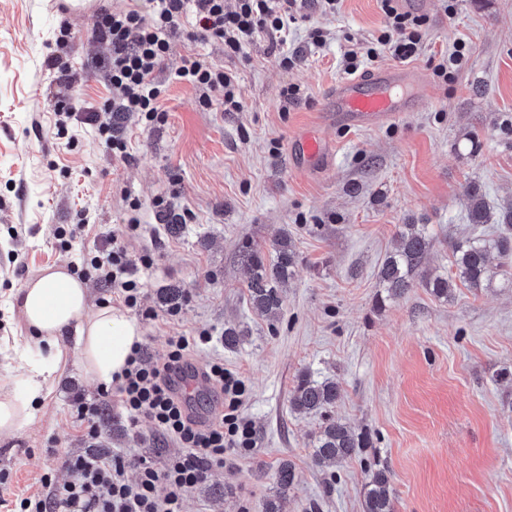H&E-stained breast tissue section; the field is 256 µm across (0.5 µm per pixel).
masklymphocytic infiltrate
<instances>
[{
	"label": "lymphocytic infiltrate",
	"mask_w": 512,
	"mask_h": 512,
	"mask_svg": "<svg viewBox=\"0 0 512 512\" xmlns=\"http://www.w3.org/2000/svg\"><path fill=\"white\" fill-rule=\"evenodd\" d=\"M146 2L144 11L101 7L93 12V31L108 46L100 71L110 95L99 108H88L82 116L73 103L56 111L59 128L76 119L95 126L98 139L123 160L129 157L128 144L114 119L135 116L150 124L164 121L160 100L166 87L158 74L176 39L219 42L226 56L238 57L263 34L281 43L290 25L308 20V8L332 13L339 0H235L230 7L224 0ZM380 2L385 25L373 44L345 54L347 74L357 73L365 60L376 58L382 49L400 62L416 59L422 50L427 17L399 8L394 0ZM176 78L200 90L203 107L218 100L225 111L242 109L232 71L187 57ZM102 112L108 114V121H99ZM142 233L139 220L130 219L125 241L93 253L78 251L75 258L80 266L96 270L113 297L130 308H142L135 273L138 266H149L150 259L145 255L133 259L127 243ZM212 341L206 330L194 336L168 337L166 353L159 361L150 360L144 346L135 344L127 368L112 385L101 388L94 398L80 396L72 403V420L89 441L100 438L101 410L112 403L121 408L131 425L152 423L176 447L162 468L108 451L85 452L65 458L67 480L43 474L40 491L29 494L15 492L12 474L1 469L0 512H183L187 494L214 470L223 468L226 453L256 445L255 431L241 411L246 383L237 372L225 368L223 360L214 359L204 367L210 384L222 397V407L209 423H198L186 411L174 387L175 375L186 368L193 352ZM131 468L138 471L133 481L126 477Z\"/></svg>",
	"instance_id": "lymphocytic-infiltrate-1"
}]
</instances>
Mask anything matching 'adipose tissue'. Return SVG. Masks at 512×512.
<instances>
[{
    "label": "adipose tissue",
    "mask_w": 512,
    "mask_h": 512,
    "mask_svg": "<svg viewBox=\"0 0 512 512\" xmlns=\"http://www.w3.org/2000/svg\"><path fill=\"white\" fill-rule=\"evenodd\" d=\"M10 307L19 311L26 332L0 341L15 368L0 379L1 439L35 420L70 353L78 354L91 381L108 386L141 340L138 324L124 312L92 307L86 282L63 265L45 267L27 280Z\"/></svg>",
    "instance_id": "adipose-tissue-1"
}]
</instances>
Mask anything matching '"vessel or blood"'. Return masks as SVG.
Segmentation results:
<instances>
[{
    "label": "vessel or blood",
    "mask_w": 512,
    "mask_h": 512,
    "mask_svg": "<svg viewBox=\"0 0 512 512\" xmlns=\"http://www.w3.org/2000/svg\"><path fill=\"white\" fill-rule=\"evenodd\" d=\"M422 88V78L410 67H390L344 79L330 92V109L340 126L365 127L391 122L413 111ZM290 158L312 166L327 161L322 138L306 131L294 137Z\"/></svg>",
    "instance_id": "vessel-or-blood-1"
}]
</instances>
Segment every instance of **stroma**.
<instances>
[{"label":"stroma","mask_w":512,"mask_h":512,"mask_svg":"<svg viewBox=\"0 0 512 512\" xmlns=\"http://www.w3.org/2000/svg\"><path fill=\"white\" fill-rule=\"evenodd\" d=\"M65 0H0V301L42 268L71 263L60 245L81 211H89L97 245L122 237L131 214L147 231L129 246L149 255L139 269L142 308L156 291L181 285L178 320L137 321L150 358L166 339L207 329L213 344L193 357L219 356L250 386L243 412L257 446L231 455L193 489L184 512H265L279 461L298 480L283 512H363L370 465L392 473L395 512H512V288L479 292L456 285L449 299L422 287L376 309L379 267L402 225L423 224L435 240L429 269L451 272L447 238L492 237L499 210L512 205V0H430L424 45L412 68L425 78L414 111L373 128L336 127L329 92L344 79L343 54L384 25L379 0H340L336 13L312 12L290 27L287 46L300 59L275 61L269 37L240 58L217 43L176 42L160 80L166 120L126 123L131 158L122 161L90 126L65 132L55 112L67 99L99 105L109 91L97 61L106 53L92 29V7ZM71 39L53 44L62 24ZM323 44H313L310 28ZM462 47L463 68L449 80L434 73L442 55ZM236 72L244 108H202L191 85L174 80L187 56ZM77 75L75 84L65 74ZM298 87L284 102L282 88ZM318 134L330 164L294 167L288 145L299 131ZM476 185L492 218H469L468 185ZM164 196L189 219L181 235L158 219ZM138 211H131L130 201ZM289 235L298 254L284 288L281 318L269 322L246 299L247 263L240 246L270 247ZM246 331L232 350L224 327ZM339 384L336 418L368 432L370 448L333 469L313 463L320 418L292 412L288 392L301 373ZM97 385L69 359L36 422L0 440V470L34 492L44 473L67 479L66 456L90 450L68 411ZM99 447L163 465L169 450L153 426L130 428L108 411Z\"/></svg>","instance_id":"stroma-1"}]
</instances>
